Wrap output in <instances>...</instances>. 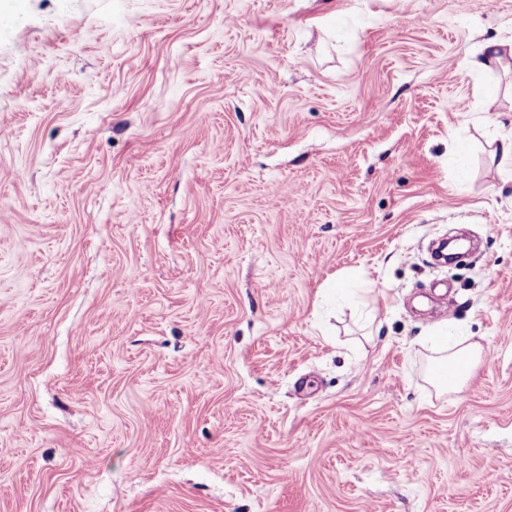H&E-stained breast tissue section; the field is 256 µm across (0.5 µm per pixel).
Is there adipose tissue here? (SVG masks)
I'll return each mask as SVG.
<instances>
[{
  "instance_id": "1",
  "label": "adipose tissue",
  "mask_w": 512,
  "mask_h": 512,
  "mask_svg": "<svg viewBox=\"0 0 512 512\" xmlns=\"http://www.w3.org/2000/svg\"><path fill=\"white\" fill-rule=\"evenodd\" d=\"M423 344L430 352L433 368L429 382L439 393L459 387L484 357L483 347L470 336L462 333L451 336L440 328L424 337Z\"/></svg>"
}]
</instances>
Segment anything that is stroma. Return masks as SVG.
<instances>
[{"instance_id": "obj_1", "label": "stroma", "mask_w": 512, "mask_h": 512, "mask_svg": "<svg viewBox=\"0 0 512 512\" xmlns=\"http://www.w3.org/2000/svg\"><path fill=\"white\" fill-rule=\"evenodd\" d=\"M487 40L512 0H0V512H512ZM502 43L486 42L473 51L468 58V65L471 70L477 73L488 71L501 59L500 47ZM471 338L464 333L448 336L443 328L434 329L424 337L422 344L431 352L428 357L432 364L429 383L436 392L442 394L459 387L483 359V347ZM437 370L446 373L438 374Z\"/></svg>"}]
</instances>
